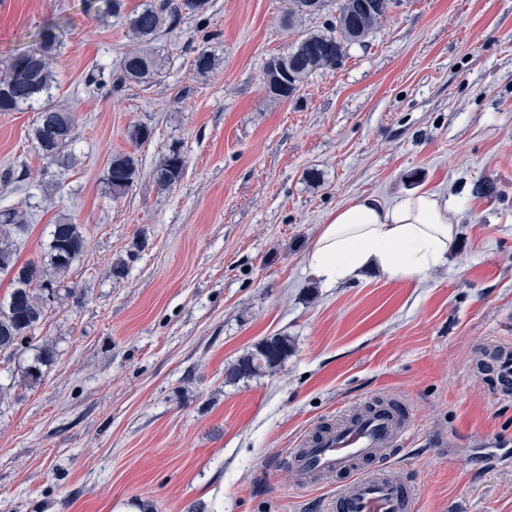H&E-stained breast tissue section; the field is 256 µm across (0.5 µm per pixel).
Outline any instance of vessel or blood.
<instances>
[{
	"mask_svg": "<svg viewBox=\"0 0 512 512\" xmlns=\"http://www.w3.org/2000/svg\"><path fill=\"white\" fill-rule=\"evenodd\" d=\"M411 428L408 413L392 400L349 407L302 435L289 463L301 488L335 486L325 512H415L416 488L387 464Z\"/></svg>",
	"mask_w": 512,
	"mask_h": 512,
	"instance_id": "vessel-or-blood-1",
	"label": "vessel or blood"
}]
</instances>
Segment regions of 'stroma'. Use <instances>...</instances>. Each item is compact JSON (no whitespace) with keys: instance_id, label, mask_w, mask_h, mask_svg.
<instances>
[{"instance_id":"stroma-1","label":"stroma","mask_w":512,"mask_h":512,"mask_svg":"<svg viewBox=\"0 0 512 512\" xmlns=\"http://www.w3.org/2000/svg\"><path fill=\"white\" fill-rule=\"evenodd\" d=\"M101 7L0 0V59L56 35L52 101L77 119L75 164L50 167L36 110L0 112V210L30 215L13 247L35 261L54 223L86 230L42 381L20 378L34 351L0 354V512H323L333 487L302 489L286 456L374 395L412 415L390 465L416 512H512V393L478 367L481 349L512 351V0H405L287 101L264 66L329 27L334 0L297 26L291 0H210L205 30L185 19L156 41L153 83L118 91L87 83L129 44ZM172 148L185 173L164 189L152 171ZM122 152L142 172L115 199ZM419 189L447 200L456 238L424 283L312 274L336 208ZM276 335L293 343L280 370L226 379ZM141 172L134 153H118L109 162L106 184L112 198H119L132 189Z\"/></svg>"}]
</instances>
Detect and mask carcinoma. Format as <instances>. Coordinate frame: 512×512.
<instances>
[{"label": "carcinoma", "mask_w": 512, "mask_h": 512, "mask_svg": "<svg viewBox=\"0 0 512 512\" xmlns=\"http://www.w3.org/2000/svg\"><path fill=\"white\" fill-rule=\"evenodd\" d=\"M103 12L119 16L125 0H104ZM325 8V0H294V10L288 14L293 24L303 14H315ZM209 0H160L146 4L124 15L132 35V44L124 52L113 71L94 69L88 80L100 87L126 83L148 84L161 70L162 61L153 42L167 28L177 24L186 11L194 17L204 16ZM383 16L369 10L364 0H338L335 23L325 31H310L283 55L271 59L265 67L266 91L273 99L288 100L296 96L305 79L320 68H335L345 58L348 47L370 34ZM58 43L52 34H44L34 46L17 52L0 62V112H14L39 100L33 127L36 148L47 164L62 156L74 139L76 117L50 103V90L57 82L55 62ZM216 63L206 48L197 50L194 65L206 73ZM185 159L180 150L172 149L154 168L153 177L163 188L181 180ZM140 176L138 160L132 153H118L109 162L106 184L109 194L117 199L132 189ZM24 215L5 213L0 219V273L11 275L12 291L0 302V352L14 355L20 351H37L32 364L21 371L22 381L36 384L43 377L42 367L54 360L56 352L49 343H39L49 310V301L59 298L61 283L85 248L80 225L60 222L52 225L47 260L18 265L11 246L7 245L14 231L24 224ZM292 351L286 336H275L261 343L256 351L241 357L227 368L230 380L275 372Z\"/></svg>", "instance_id": "1"}]
</instances>
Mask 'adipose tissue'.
Returning <instances> with one entry per match:
<instances>
[{
    "instance_id": "1",
    "label": "adipose tissue",
    "mask_w": 512,
    "mask_h": 512,
    "mask_svg": "<svg viewBox=\"0 0 512 512\" xmlns=\"http://www.w3.org/2000/svg\"><path fill=\"white\" fill-rule=\"evenodd\" d=\"M454 246L448 204L433 191L386 204L361 196L337 208L309 255V268L329 286L377 271L392 281L424 282Z\"/></svg>"
}]
</instances>
